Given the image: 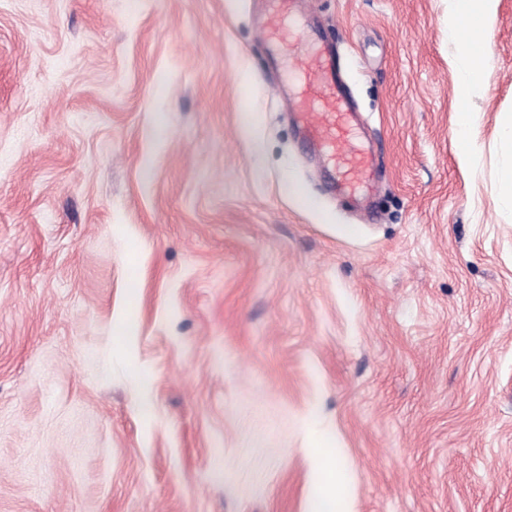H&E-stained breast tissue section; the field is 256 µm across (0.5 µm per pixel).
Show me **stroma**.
<instances>
[{
    "instance_id": "stroma-1",
    "label": "stroma",
    "mask_w": 512,
    "mask_h": 512,
    "mask_svg": "<svg viewBox=\"0 0 512 512\" xmlns=\"http://www.w3.org/2000/svg\"><path fill=\"white\" fill-rule=\"evenodd\" d=\"M258 2L0 0V512H512V0L464 103L452 0ZM322 42L368 220L277 94ZM472 116L464 108L456 112L457 140L459 144V155L463 159H469L473 155V145L469 139L468 132Z\"/></svg>"
}]
</instances>
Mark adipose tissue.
Segmentation results:
<instances>
[{"label":"adipose tissue","instance_id":"ef3b65f1","mask_svg":"<svg viewBox=\"0 0 512 512\" xmlns=\"http://www.w3.org/2000/svg\"><path fill=\"white\" fill-rule=\"evenodd\" d=\"M493 3L494 0H455L448 18V30L456 41L463 72L459 93L464 97L483 81V61L488 51L484 26L493 13Z\"/></svg>","mask_w":512,"mask_h":512}]
</instances>
